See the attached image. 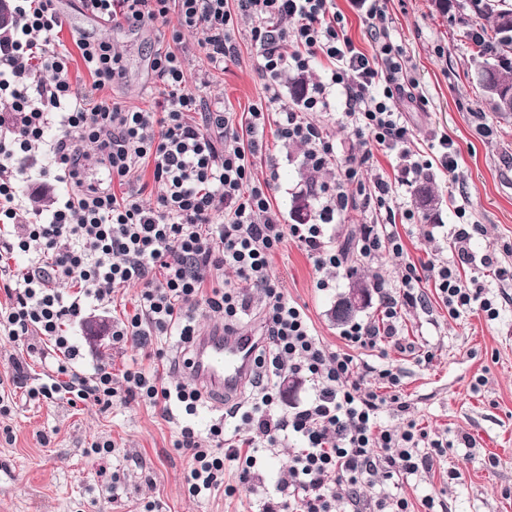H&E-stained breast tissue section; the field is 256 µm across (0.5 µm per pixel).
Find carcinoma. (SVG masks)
I'll list each match as a JSON object with an SVG mask.
<instances>
[{"mask_svg":"<svg viewBox=\"0 0 512 512\" xmlns=\"http://www.w3.org/2000/svg\"><path fill=\"white\" fill-rule=\"evenodd\" d=\"M442 11L455 8L458 15H450L462 25L478 21L476 29L467 32L478 47L476 80L492 112L500 117L512 114L504 111L502 97L512 92V0H439ZM312 194L299 192L293 196L290 213L299 224L311 217ZM417 198L424 215H429L439 204V196L424 183L417 190Z\"/></svg>","mask_w":512,"mask_h":512,"instance_id":"obj_1","label":"carcinoma"}]
</instances>
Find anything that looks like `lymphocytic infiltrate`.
Segmentation results:
<instances>
[{
	"label": "lymphocytic infiltrate",
	"instance_id": "lymphocytic-infiltrate-1",
	"mask_svg": "<svg viewBox=\"0 0 512 512\" xmlns=\"http://www.w3.org/2000/svg\"><path fill=\"white\" fill-rule=\"evenodd\" d=\"M55 2L14 0V33L0 38V96L8 100L0 113V274L9 278L7 301L0 304V334L31 354L49 341L56 355L47 382L30 388V398L64 397L73 405L91 400L108 409L121 395L166 415L175 409L196 415L202 394L190 384L167 382L163 348L150 353L149 364L133 363L122 376H115L107 362L87 375L74 368L81 351L64 325L89 307L110 308L120 289L137 285L138 307L113 328V345L131 337L148 343L167 336L187 344L199 332L200 309L222 315L225 332L236 331L255 288L265 297L252 371L260 390L238 412L240 424L232 435H225L220 419L203 433L181 427L174 446L190 457L189 494L211 496L223 490L228 475L236 486L250 487L262 449L293 437L302 446L291 459L281 499L264 502L261 512H333L338 503L343 512H413L407 498H368L360 488L379 474L390 479L432 470L446 446L408 419L409 405L395 392L396 374L352 351H375L387 342L413 350L401 334V310L420 301V284L428 279L449 315L457 318L477 306L496 319L498 310L485 296L483 281L460 270L477 261L495 268L502 279L506 268L491 252L474 259L467 249L471 233L463 224L454 231L457 261L439 266L409 259L396 222L363 225L362 260L374 263L389 251L401 259L402 276L395 289L376 278L381 323L351 326L343 333L348 350L333 351L315 334L304 310L280 291L268 261L285 241H294L312 259L319 287H329L344 253L332 247L325 227L348 209L355 194L364 193L361 175L374 148L396 153L399 182L407 187L430 166L414 151L397 108L406 88L400 52L381 38L386 14L380 0H357L380 39L372 57L345 34L334 0H237L233 10L228 0H80L108 24L136 27L176 16L171 46L156 51L151 61L165 88L153 111L92 105L73 90L58 41L63 20ZM242 16L253 23L251 39L267 80L268 106L277 111L278 138L301 146L308 168L326 165L330 149L311 118L330 109L325 87L312 86L300 111L283 104L280 91L288 71H305L322 57L333 67L331 80L344 91L348 124L364 146L341 163L336 182L322 188L315 223H282L271 202V181L255 177L262 162L257 137L265 127L264 110L252 109L237 121L186 87L183 31L195 32L209 62L220 68L235 50L232 33ZM77 46L95 88L122 80L123 57L110 42L85 37ZM41 71L50 72L51 80H36ZM52 127L58 136H49ZM85 142L93 153L82 150ZM39 155L46 160L43 175L68 191L51 208L29 211L22 184ZM91 156L106 169V185L86 182ZM148 163L162 188L152 205L133 188ZM228 269L234 280L225 279ZM287 375L313 388L312 397L291 412L280 408V381ZM390 404L404 418L400 426L381 422Z\"/></svg>",
	"mask_w": 512,
	"mask_h": 512
}]
</instances>
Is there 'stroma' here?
Segmentation results:
<instances>
[{"mask_svg": "<svg viewBox=\"0 0 512 512\" xmlns=\"http://www.w3.org/2000/svg\"><path fill=\"white\" fill-rule=\"evenodd\" d=\"M387 31L402 51L407 77L415 82L412 96L398 103L416 135V145L432 162L424 176L440 197L431 215L420 212L416 189L400 188L401 212L395 220L411 260L451 258L453 230L458 224L477 228L470 241L474 256L495 251L501 265L512 267V117L489 112L474 80L473 43L460 34L459 24L438 10L435 0H386ZM67 18L58 39L68 54V75L73 88L124 106L154 110L163 86L150 63L159 47L171 41V28L162 24L132 27L105 26L79 9L78 0H61ZM251 23L242 20L235 34L236 53L223 68H213L197 44L184 32L188 52L185 72L189 87L227 111L241 113L264 102L265 79L257 70ZM104 38L123 54L125 75L120 83L92 90L93 79L76 45L79 38ZM331 109L317 113L331 146L326 166L310 172L299 146L281 141L274 127H266L264 156L272 167H259L258 178H273L272 194L282 223H291V200L309 186L333 183L338 164L360 154V140L342 120L344 97L333 90ZM448 135L458 149V168L448 173L435 159L432 143ZM415 213L405 219L404 210ZM385 210L377 204L356 202L327 225L333 246H344L364 224H382ZM271 274L281 291L307 313L324 344L345 349L342 329L330 310L351 279L341 268L330 287H318V273L306 252L294 242L281 245L271 257ZM487 295L499 315L489 321L478 311L453 319L438 298L434 284L422 282L426 303L403 310V329L415 353L394 347L384 352L356 350L358 358L388 367L400 380L401 398L410 416L433 435L452 441L441 466L403 480L376 477L373 495L408 498L416 512H512V280L487 279ZM137 289L125 290L123 310L109 313L90 309L83 321L68 326L73 342L85 353L78 367L92 370L96 362L111 363L121 374L146 352L139 341L113 347L106 337L113 321L136 306ZM101 327L105 337L90 341L87 324ZM431 352V362L420 355ZM22 361L25 374L14 381L13 364ZM48 361L28 354L21 346L0 339V395L8 400V414H0V512H142L155 504L161 512H257L262 498L276 495L288 477L296 441L265 451L255 470L252 488L233 497L218 494L200 500L189 495L184 474L186 455L175 450L179 417H164L141 403L113 402L102 410L94 401L70 406L66 400L38 402L29 387L45 382ZM469 435L471 447L460 445ZM99 438L112 440L109 468L117 475L106 488L98 474L99 462L90 453ZM433 499L426 507L425 499Z\"/></svg>", "mask_w": 512, "mask_h": 512, "instance_id": "35a3bbf8", "label": "stroma"}]
</instances>
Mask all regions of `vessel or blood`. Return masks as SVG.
Segmentation results:
<instances>
[{"label":"vessel or blood","mask_w":512,"mask_h":512,"mask_svg":"<svg viewBox=\"0 0 512 512\" xmlns=\"http://www.w3.org/2000/svg\"><path fill=\"white\" fill-rule=\"evenodd\" d=\"M259 341L254 333L215 329L188 347L190 382L218 401H238L253 368Z\"/></svg>","instance_id":"vessel-or-blood-1"}]
</instances>
